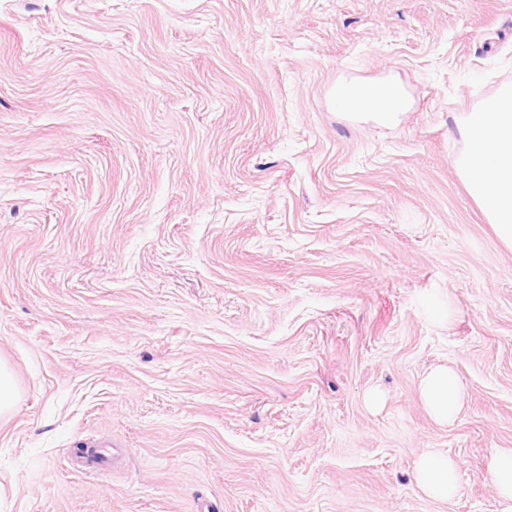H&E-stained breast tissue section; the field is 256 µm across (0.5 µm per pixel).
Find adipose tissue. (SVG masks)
<instances>
[{"label":"adipose tissue","instance_id":"obj_1","mask_svg":"<svg viewBox=\"0 0 512 512\" xmlns=\"http://www.w3.org/2000/svg\"><path fill=\"white\" fill-rule=\"evenodd\" d=\"M333 98L340 112H354L381 123L396 122L411 107L399 78L337 86ZM468 149L458 168L468 192L500 239L512 246V86L501 88L469 112L463 127ZM419 392L432 418L453 421L460 411L461 389L452 369L439 366L420 381ZM457 463L445 456L422 454L416 480L424 493L448 500L457 491Z\"/></svg>","mask_w":512,"mask_h":512}]
</instances>
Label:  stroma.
Listing matches in <instances>:
<instances>
[{"label":"stroma","instance_id":"stroma-1","mask_svg":"<svg viewBox=\"0 0 512 512\" xmlns=\"http://www.w3.org/2000/svg\"><path fill=\"white\" fill-rule=\"evenodd\" d=\"M506 85L512 0H0V512H501L512 247L458 160ZM333 98L336 112H355L381 123L396 122L411 107L406 88L397 77L376 83H343L336 87ZM18 400V388L8 367L0 361V418L12 412ZM419 392L432 418L440 424L453 421L460 411L461 389L458 378L447 366H438L420 381ZM457 463L448 456L423 453L417 464L416 480L424 493L447 501L457 491Z\"/></svg>","mask_w":512,"mask_h":512}]
</instances>
